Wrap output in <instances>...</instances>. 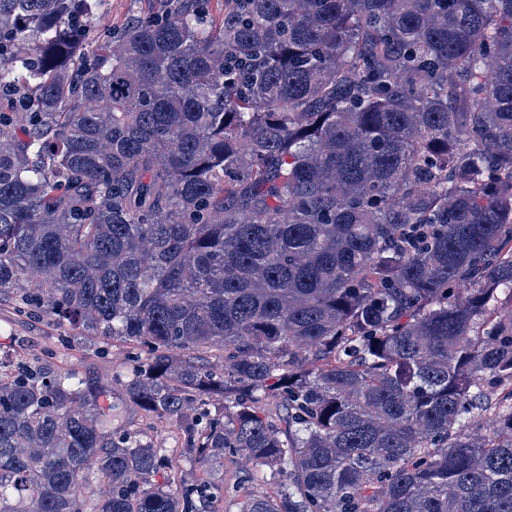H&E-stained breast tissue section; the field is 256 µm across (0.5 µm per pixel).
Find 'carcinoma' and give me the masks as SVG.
Wrapping results in <instances>:
<instances>
[{"label":"carcinoma","instance_id":"1","mask_svg":"<svg viewBox=\"0 0 512 512\" xmlns=\"http://www.w3.org/2000/svg\"><path fill=\"white\" fill-rule=\"evenodd\" d=\"M103 2L0 0V300L128 348L0 352V512H512V0ZM148 1H134L131 0H108L105 6L106 23L112 25L113 28H119L129 18L134 9L139 10L148 8ZM129 428L131 431H139L143 433L144 439L151 440L154 445L159 448L160 453L173 462L182 461V466L189 471V466L185 459L184 448H182L181 440L175 433L174 428L165 423L152 425L153 428L145 426V422L141 421L138 416L135 417ZM253 469L242 454L224 456V490L210 500L209 509L215 512H238L237 502L243 492V472H251Z\"/></svg>","mask_w":512,"mask_h":512}]
</instances>
